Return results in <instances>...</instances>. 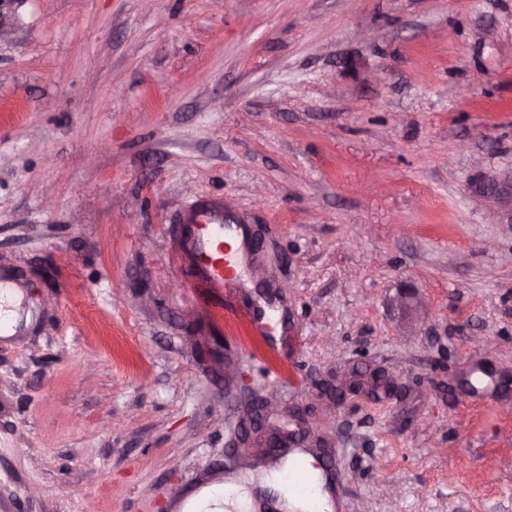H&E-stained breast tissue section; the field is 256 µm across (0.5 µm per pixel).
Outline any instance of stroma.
Returning a JSON list of instances; mask_svg holds the SVG:
<instances>
[{
	"label": "stroma",
	"mask_w": 512,
	"mask_h": 512,
	"mask_svg": "<svg viewBox=\"0 0 512 512\" xmlns=\"http://www.w3.org/2000/svg\"><path fill=\"white\" fill-rule=\"evenodd\" d=\"M488 180L512 0H27L0 41V284L33 314L0 336V512H182L277 470L236 445L253 396L310 405L334 512H512ZM207 195L264 243L230 294L181 236ZM369 368L401 398H320Z\"/></svg>",
	"instance_id": "35a3bbf8"
}]
</instances>
